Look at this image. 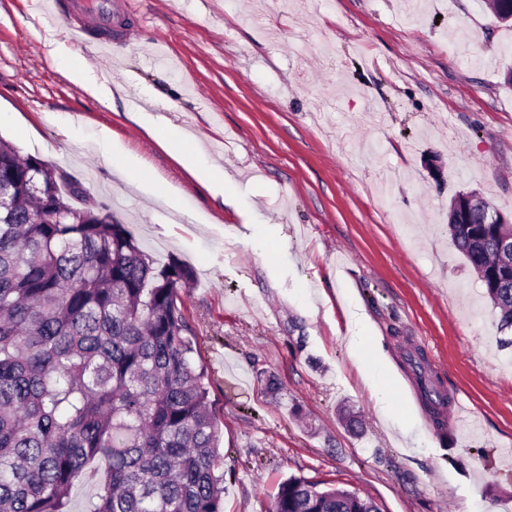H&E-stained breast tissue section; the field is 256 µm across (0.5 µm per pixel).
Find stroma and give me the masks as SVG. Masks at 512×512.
I'll return each instance as SVG.
<instances>
[{
  "instance_id": "stroma-1",
  "label": "stroma",
  "mask_w": 512,
  "mask_h": 512,
  "mask_svg": "<svg viewBox=\"0 0 512 512\" xmlns=\"http://www.w3.org/2000/svg\"><path fill=\"white\" fill-rule=\"evenodd\" d=\"M124 3L105 59L77 20L0 0V137L108 204L156 266L193 269L182 300L224 512H268L291 476L381 512H505L512 331L443 216L459 191L512 216V28L486 0ZM81 61L124 85L112 105L67 78ZM138 112L186 131L223 185ZM105 129L138 158L133 182L107 162ZM353 311L368 346L350 344ZM140 120L154 129L163 130L162 142L173 149L178 162L191 171L204 184L224 183V172L214 166H199L198 153L187 145L185 136L176 128L168 126L158 128L152 116L146 112L140 114Z\"/></svg>"
}]
</instances>
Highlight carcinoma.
<instances>
[{
	"label": "carcinoma",
	"instance_id": "cac0c4a2",
	"mask_svg": "<svg viewBox=\"0 0 512 512\" xmlns=\"http://www.w3.org/2000/svg\"><path fill=\"white\" fill-rule=\"evenodd\" d=\"M79 184L0 138V512H69L93 472L91 512H224L207 368L181 291L193 270H158L106 208L74 206ZM454 246L512 329V224L482 196ZM272 512H380L301 476Z\"/></svg>",
	"mask_w": 512,
	"mask_h": 512
}]
</instances>
